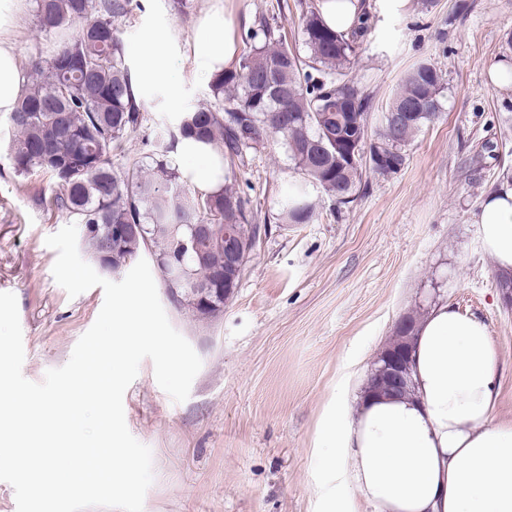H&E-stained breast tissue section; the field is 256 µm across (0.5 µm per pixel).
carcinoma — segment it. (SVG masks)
<instances>
[{"label":"carcinoma","instance_id":"1","mask_svg":"<svg viewBox=\"0 0 512 512\" xmlns=\"http://www.w3.org/2000/svg\"><path fill=\"white\" fill-rule=\"evenodd\" d=\"M34 2L43 31L73 33L50 56L30 57L27 82L9 113L14 174L50 177L51 205L87 230L82 244L100 270L120 275L148 256L169 299L200 321L222 315L235 294L260 242L258 216L246 193L230 184L213 193L191 186L176 162L180 141L218 149L227 181L268 138H279L302 181L284 193L278 222L310 224L317 214L309 185L339 204L352 202L363 168L383 177L401 171L407 146L441 112L442 75L421 62L401 78L372 126V98L351 67L368 22L337 34L307 4L300 33L309 60L300 59L268 17H259L244 35L239 66L211 77L212 104L185 113L175 130L150 139L147 153L119 167L115 161L128 157L131 135L147 122L114 25L131 0ZM114 224H132L137 234L118 237ZM194 224L234 225L240 248L230 282L219 240L201 255L190 246ZM192 287L191 296H182ZM212 288L224 289L222 298H213Z\"/></svg>","mask_w":512,"mask_h":512}]
</instances>
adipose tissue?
<instances>
[{"label":"adipose tissue","instance_id":"adipose-tissue-1","mask_svg":"<svg viewBox=\"0 0 512 512\" xmlns=\"http://www.w3.org/2000/svg\"><path fill=\"white\" fill-rule=\"evenodd\" d=\"M26 0H0V112H12L25 82L10 36ZM324 24L344 34L359 26L364 0H318ZM168 34L148 33L133 73L136 93L168 81ZM206 75L240 61L233 20L212 0L192 44ZM183 174L198 190L224 184V165L210 147L191 140L176 149ZM475 222L483 251L512 270V187L489 193ZM500 354L482 320L440 305L418 322L409 396L363 395L356 408L337 403L321 426L336 463L376 512H512V424H497Z\"/></svg>","mask_w":512,"mask_h":512}]
</instances>
